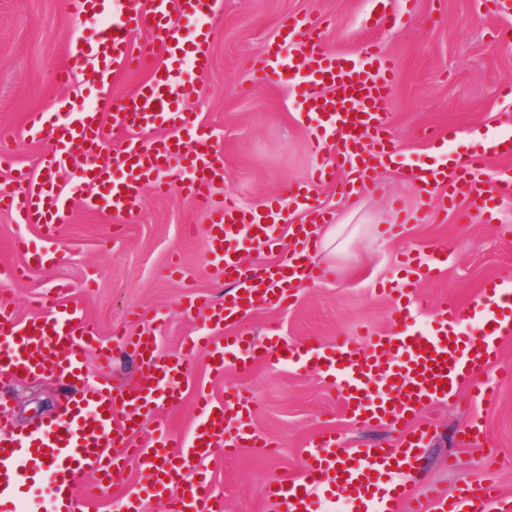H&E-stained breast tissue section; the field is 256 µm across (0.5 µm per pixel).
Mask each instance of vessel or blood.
I'll return each mask as SVG.
<instances>
[{
	"label": "vessel or blood",
	"mask_w": 512,
	"mask_h": 512,
	"mask_svg": "<svg viewBox=\"0 0 512 512\" xmlns=\"http://www.w3.org/2000/svg\"><path fill=\"white\" fill-rule=\"evenodd\" d=\"M218 0H123L119 14H112L108 0H69L72 16L81 21H104L97 40L70 52L56 78L71 83L75 76L96 69L99 86L110 85L115 72L150 67L148 78L129 97H115L107 111L91 107L73 111L61 101L57 112L65 122H51L45 113H31L27 133L45 141L37 165L38 175L18 170V187L0 189V210L17 212L24 223L37 225L46 239H54L58 225L67 223L73 202L138 222L141 188L152 181L157 192L170 189L163 171L178 164L186 177L179 189L210 218L207 255L217 278L234 281L235 290L220 307L212 309L214 325L235 324L265 303L282 304L296 291L333 278L327 266L314 263L318 243L307 225L295 224L291 236L304 254L305 263L277 262L250 275L242 274L235 246L242 229L251 232L255 247L272 250L279 244L276 228L279 209H247L232 193L215 199L224 182L223 158L215 150L211 132L184 104L198 96L193 83H180L176 73L190 64L199 74L210 72L205 47L209 33L197 28L184 33L182 23L213 16ZM319 20L295 19L286 23V52L305 60L311 92L306 112L316 124L310 147L317 158L314 174L319 181H333L337 167H346L357 180L371 175L372 156L392 157L395 140L384 107L391 94L392 63L378 49L359 54H328L319 49ZM146 35L134 48L137 35ZM280 49L259 62L264 78L290 80ZM123 133L119 147H112V131ZM333 145L325 153V145ZM512 139L474 136L469 156L446 166L422 165L411 176L421 191L422 205L441 190H452L480 207L512 191V179L490 182L484 162L492 155H511ZM71 175V194L63 196L56 175ZM445 257L437 253L408 254L405 274L389 293L395 305L397 328L384 335L370 332L337 337L330 347L309 342L297 348L265 345L266 356L282 363L309 364L332 377L339 391L344 416L354 424L407 422L426 403L439 397L441 386L450 392L469 390L485 398L483 378L498 357V340L512 334V285L488 279L468 307L445 301L430 313L428 329L409 325L410 305L419 281L442 268ZM240 336H203L178 351H159L155 333L118 336L112 344L101 342L78 303L44 294L36 315L18 319L0 307V382L28 378L84 376L88 353L109 365L115 351L134 354L147 371V381L131 387L108 383L86 386L73 394L55 422L26 434L16 432L12 420L0 413V507L14 512L19 496V472L31 480L49 478L54 503L77 502L87 472L102 473L113 481L122 459H141L146 478L156 493L176 484L168 498L167 512H223L222 501L208 492L205 475L185 480L181 474L207 460L214 449L233 455L244 447L264 446V439L243 423L247 399L227 391L216 401L199 394V422L187 436L163 432L146 444L135 445L129 435L145 408L160 402L179 401L187 388L185 360L203 353L212 372L223 374L231 366L247 367L252 348ZM414 440L399 447L347 448L335 433H324L305 452L298 476L272 482L267 497L284 512H313L315 489H335L339 498L356 503L359 512H386L387 502L405 506L407 512H492L499 499L495 485H467L455 497L440 489L416 495L402 476L413 465L417 439L428 437L427 428L414 431Z\"/></svg>",
	"instance_id": "b4317fda"
}]
</instances>
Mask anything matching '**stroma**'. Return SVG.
I'll use <instances>...</instances> for the list:
<instances>
[{
  "label": "stroma",
  "instance_id": "stroma-1",
  "mask_svg": "<svg viewBox=\"0 0 512 512\" xmlns=\"http://www.w3.org/2000/svg\"><path fill=\"white\" fill-rule=\"evenodd\" d=\"M376 0H224L211 18L212 75L200 80L202 92L186 103L217 137L224 160V186L244 207L260 208L276 199L282 228L302 223L303 209L286 197L291 185L305 187L312 205L336 230L332 244L322 245L319 262L336 270L332 280L303 288L285 307L269 305L228 335L252 337L255 360L248 369L211 373L204 357L188 361L191 388L177 403L149 411L135 434L145 442L157 430L190 434L198 419L197 391L223 398L237 389L249 398L250 428L274 446L242 448L233 456L215 449L207 463L209 489L223 499L224 512H280L269 502L267 486L286 474L298 475L304 448L319 434L332 431L351 447L395 448L402 429L383 424L350 425L340 409L332 379L300 366L265 357L267 337L289 347L312 340L331 345L337 336L363 330L394 329L393 308L383 288L398 282L401 255L415 249L441 252L445 269L425 280L413 301L419 327L445 300L467 306L492 277L512 281V194L496 198L490 211L468 210L464 199L434 204L419 215L420 193L407 165L434 161L436 146L460 155L474 134L512 136V13L495 10L491 0H415L405 9L395 0V16L375 27L370 16ZM291 17L322 19L320 46L329 53L362 51L377 45L395 62V80L386 110L396 138V162L377 167L372 181L348 202L335 185L313 181L315 159L309 151L310 128L304 115L307 86L259 78L255 64L281 42ZM97 29L75 20L67 0H0V146L15 167L35 170L44 142L26 134L29 113H54L58 100L79 108L96 103L93 75L58 85L54 73L69 47L91 41ZM173 184L165 195L141 190L138 223L74 205L57 239L46 242L37 226L12 212H0V266L21 274L0 282V300L18 318L34 313V300L59 283L65 298L79 303L101 339L113 334L155 332L162 352L177 351L189 337L210 333L207 308L185 310L192 297L220 303L228 283L215 279L207 263L208 215L197 211L178 191L181 172L171 168ZM418 222L402 223V214ZM397 225L389 234L387 225ZM45 253V265L26 267L27 253ZM491 371L489 398L465 391L423 406L413 425L432 426L421 460L408 482L415 493L440 487L455 494L463 484L492 483L512 499V335L499 342ZM86 380L112 385L144 382L138 360L116 355L111 370L86 359ZM76 383L51 378H23L8 390L9 416L17 431L27 432L53 420L64 393ZM483 432L481 446L466 445L470 427ZM143 479L141 464L125 462L120 477L100 486L89 512H121L129 493Z\"/></svg>",
  "mask_w": 512,
  "mask_h": 512
}]
</instances>
